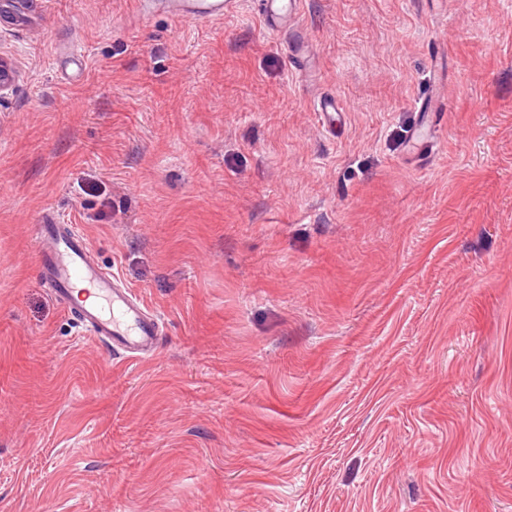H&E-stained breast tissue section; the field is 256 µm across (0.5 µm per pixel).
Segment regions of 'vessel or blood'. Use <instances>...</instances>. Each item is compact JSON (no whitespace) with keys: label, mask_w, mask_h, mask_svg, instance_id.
Here are the masks:
<instances>
[{"label":"vessel or blood","mask_w":512,"mask_h":512,"mask_svg":"<svg viewBox=\"0 0 512 512\" xmlns=\"http://www.w3.org/2000/svg\"><path fill=\"white\" fill-rule=\"evenodd\" d=\"M235 0H166L173 15L204 22L223 20ZM302 0H259L258 14L265 28L281 33L297 23ZM41 274L63 302L64 313L78 311L80 326L110 350L132 357L157 349L158 323L138 296L123 287L112 273L92 260L83 234L72 224L59 223L54 211L37 220Z\"/></svg>","instance_id":"obj_1"}]
</instances>
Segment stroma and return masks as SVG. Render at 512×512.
I'll return each instance as SVG.
<instances>
[{
	"label": "stroma",
	"mask_w": 512,
	"mask_h": 512,
	"mask_svg": "<svg viewBox=\"0 0 512 512\" xmlns=\"http://www.w3.org/2000/svg\"><path fill=\"white\" fill-rule=\"evenodd\" d=\"M299 28L311 81L256 0L0 26V512H512V0ZM47 208L155 311L152 358L64 315ZM235 3V0H167L164 7L179 18L216 22L223 21L224 13Z\"/></svg>",
	"instance_id": "obj_1"
}]
</instances>
